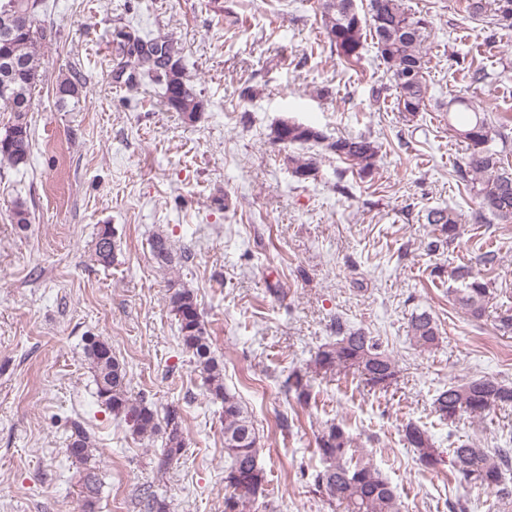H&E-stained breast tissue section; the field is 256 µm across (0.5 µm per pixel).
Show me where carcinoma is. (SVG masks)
<instances>
[{
    "label": "carcinoma",
    "instance_id": "obj_1",
    "mask_svg": "<svg viewBox=\"0 0 512 512\" xmlns=\"http://www.w3.org/2000/svg\"><path fill=\"white\" fill-rule=\"evenodd\" d=\"M28 8V0H0V15L5 10L17 14L20 33L12 38L0 35V64L20 61L22 75L10 81L11 91L0 95V112L11 115L9 125L0 133V165L19 171L27 167L32 154V134L28 112L32 111V96L43 82L39 54L46 41V29L39 20L41 0ZM488 9L486 0H467L466 12L477 21L488 22L500 29L512 28V0H494ZM318 8L330 47L349 65L358 63L364 46V34H369L378 57L386 66L395 89L398 112L408 122L425 107L428 98L424 32L427 20L403 7L402 0H369L368 11H359L356 0H320ZM178 48L167 38L136 40L135 64L147 72H163L166 105L194 122L205 110L206 103L186 78ZM82 83L71 69L59 78L56 89L62 90L58 102L80 106ZM448 127L455 137L467 144L469 153L459 163L461 179L474 198L475 219L491 216L499 224H512V174L507 162L489 147L494 131L488 112L469 91H459L448 98ZM272 140L287 145L326 143V148L338 158L351 162L361 176L371 174L376 166L378 146L365 136L339 137L327 141L315 126L296 119H282L272 131ZM292 174L302 180L317 179L319 168L312 156H290ZM427 223L435 226L438 235L428 244L432 251L454 243L460 236L461 225L451 209H432ZM153 258L161 266L175 260L168 239L156 236L151 243ZM114 233L106 226L98 233L94 253L97 260L108 264L114 258ZM448 279L461 283L455 289V299L475 321L481 320L493 299V283L486 275L462 264L448 270ZM169 306L177 319L180 345L194 358L195 368L204 379L212 398L221 403L224 413V512H243L245 503L265 496L267 478L260 463L263 451L261 437L254 421L238 396L224 385V365L213 355L211 340L202 320L199 304L192 290L170 287ZM411 340L422 351H429L439 341L436 321L427 313L414 314L410 320ZM84 354L93 374L98 400L112 412L114 418L126 423L137 435L163 432L164 444L159 468L164 469L179 459L186 448L182 417L176 407H170L164 418H158L153 405L130 391V378L124 363L113 354L111 345L92 338ZM317 368L324 371H352L364 378L372 388L384 389L396 378L398 365L392 355L375 337L358 329L346 328L336 318V340L319 347L314 357ZM288 391L300 402H308L312 385L309 379L294 371L288 375ZM512 405V385L488 378H472L462 384H451L439 391L433 402L439 419L453 422L465 414L474 417L497 407ZM407 444L427 469L448 465L460 483L493 489L511 495L505 483L506 472L512 468V448H479L462 444L443 450L435 447L431 436L414 424L404 430ZM322 467L311 472L309 482L316 492L330 503L344 506L345 512H400L397 494L362 451L351 447L343 427L332 423L317 437ZM97 451L91 434L79 421L70 424L68 454L85 464ZM99 492L98 478L89 471L84 478V512H94ZM140 512H169L165 501L151 489L138 497Z\"/></svg>",
    "mask_w": 512,
    "mask_h": 512
}]
</instances>
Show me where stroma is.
<instances>
[{"label": "stroma", "instance_id": "obj_1", "mask_svg": "<svg viewBox=\"0 0 512 512\" xmlns=\"http://www.w3.org/2000/svg\"><path fill=\"white\" fill-rule=\"evenodd\" d=\"M428 22L429 101L405 121L393 93L374 96L390 75L372 43L347 66L321 27L318 0H43L44 84L29 114V166L0 170V512H82L80 478L101 481L95 512H139L152 486L170 512H224V422L168 305L177 282L197 295L224 384L251 413L275 512H336L300 478L321 461L316 435L341 424L394 487L401 512H512V499L460 484L449 468L424 470L404 440L414 422L437 447L512 448V407L439 420L432 402L451 383L512 384V224L475 222L456 173L466 146L441 107L467 86L466 58L491 75L478 94L493 124L508 123L492 149L512 160V29L489 33L464 0H404ZM176 41L187 79L206 100L195 123L163 103L127 54L131 37ZM86 80L79 110L60 106L59 72ZM252 96H244V89ZM328 138L369 137L379 148L372 175L315 146L317 180L295 178L287 148L272 140L283 117ZM31 222H11L15 199ZM459 216L461 238L431 252L429 210ZM116 241L97 262L101 228ZM167 237L190 251L169 269L150 243ZM499 253L490 273L497 297L482 320L461 310L451 281L434 268ZM436 320L428 352L410 342L412 313ZM379 337L399 373L372 390L353 375L318 374L319 346L335 322ZM106 340L124 362L133 394L158 413L179 406L184 455L158 470L161 438L132 433L95 396L83 347ZM309 375L299 403L284 381ZM82 420L97 452L71 463L69 422Z\"/></svg>", "mask_w": 512, "mask_h": 512}]
</instances>
